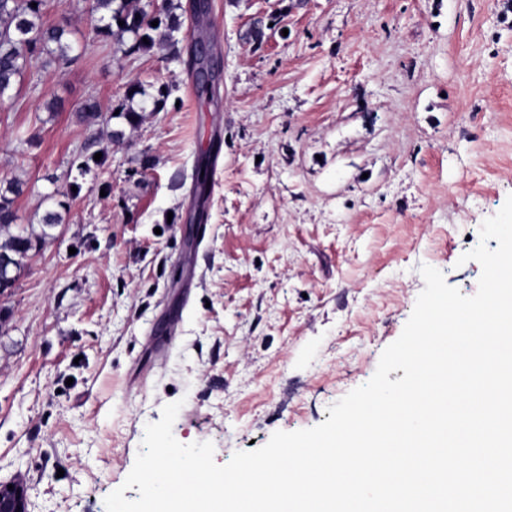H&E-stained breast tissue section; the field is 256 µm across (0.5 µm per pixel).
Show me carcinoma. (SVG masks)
<instances>
[{"label":"carcinoma","mask_w":512,"mask_h":512,"mask_svg":"<svg viewBox=\"0 0 512 512\" xmlns=\"http://www.w3.org/2000/svg\"><path fill=\"white\" fill-rule=\"evenodd\" d=\"M85 3L86 12L100 22L98 35L112 39L116 58L159 47L174 49L172 59H181V53L175 50V33L182 26L177 14L181 9L180 0H85ZM47 4L48 0H0V98L9 95L20 83L32 57L40 56L45 64L59 69L75 60L71 56L73 47L68 39L67 25L44 22ZM155 20L158 25L153 27L151 22ZM120 21L124 25H118ZM185 66L194 78L197 99L212 102L219 98L220 84L207 80L204 61L187 62ZM169 95L168 90L159 88L153 95L139 84H130L117 111L105 116L99 112L97 102L89 99L81 106L78 115L89 126H108L114 120L121 121V127L107 132L109 140L119 143L140 127L146 103H151V111L159 112L165 107ZM211 174V156L198 158L193 173L196 191H206ZM23 192V182L6 177L0 179V264L13 284L19 280L29 253L47 237L44 231L36 233L32 224L24 227L17 223L15 202ZM68 210L67 202H58V209L46 211L40 225L57 226L64 221V213Z\"/></svg>","instance_id":"carcinoma-1"}]
</instances>
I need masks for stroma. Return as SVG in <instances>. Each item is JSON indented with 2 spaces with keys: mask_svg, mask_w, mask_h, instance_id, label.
Wrapping results in <instances>:
<instances>
[{
  "mask_svg": "<svg viewBox=\"0 0 512 512\" xmlns=\"http://www.w3.org/2000/svg\"><path fill=\"white\" fill-rule=\"evenodd\" d=\"M210 3L218 104L168 50L114 60L83 0L44 13L68 20L73 62L32 59L0 102L20 223L56 208L87 147L105 154L0 296V482L24 477L31 512H106L178 400L175 438L220 465L318 426L401 335L421 265L476 293L461 257L512 194V0ZM131 82L171 95L130 144L79 122ZM215 141L201 237L193 169Z\"/></svg>",
  "mask_w": 512,
  "mask_h": 512,
  "instance_id": "obj_1",
  "label": "stroma"
}]
</instances>
